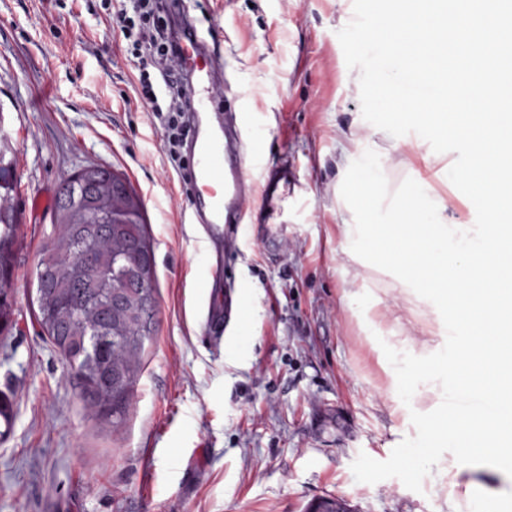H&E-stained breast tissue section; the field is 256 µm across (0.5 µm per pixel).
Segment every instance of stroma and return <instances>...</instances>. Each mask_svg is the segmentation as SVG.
<instances>
[{"label": "stroma", "mask_w": 512, "mask_h": 512, "mask_svg": "<svg viewBox=\"0 0 512 512\" xmlns=\"http://www.w3.org/2000/svg\"><path fill=\"white\" fill-rule=\"evenodd\" d=\"M189 13L224 57L254 185L218 279L215 245L135 100L137 73L101 0H0V102L22 221L16 324L0 335V396L14 412L0 438V512H304L318 496L354 512H449L451 454L419 493L351 470L362 452L388 459L415 433L411 411L429 404L385 398L383 351L339 273L348 206L336 134L357 130L393 190L434 164L415 135L379 134L362 117L359 72L337 37L353 0H202ZM87 165L124 175L141 198L157 276L156 331L114 424L84 406L35 318L53 212L31 200ZM227 304L230 322L210 328L208 311Z\"/></svg>", "instance_id": "35a3bbf8"}]
</instances>
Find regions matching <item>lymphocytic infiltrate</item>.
I'll use <instances>...</instances> for the list:
<instances>
[{
  "mask_svg": "<svg viewBox=\"0 0 512 512\" xmlns=\"http://www.w3.org/2000/svg\"><path fill=\"white\" fill-rule=\"evenodd\" d=\"M106 6L126 42L123 57L138 72L137 99L158 121L169 161L183 186H190L189 160L181 152L188 135L189 90L178 59L181 34L174 23L181 0H107Z\"/></svg>",
  "mask_w": 512,
  "mask_h": 512,
  "instance_id": "obj_1",
  "label": "lymphocytic infiltrate"
}]
</instances>
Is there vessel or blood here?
Masks as SVG:
<instances>
[{"label":"vessel or blood","mask_w":512,"mask_h":512,"mask_svg":"<svg viewBox=\"0 0 512 512\" xmlns=\"http://www.w3.org/2000/svg\"><path fill=\"white\" fill-rule=\"evenodd\" d=\"M187 68L196 83L191 93L192 178L197 193L193 214L208 232L223 234L245 218L251 198L246 152L240 131L225 125L212 131L204 122L228 99L231 87L224 76V59L202 42H194Z\"/></svg>","instance_id":"b4317fda"}]
</instances>
